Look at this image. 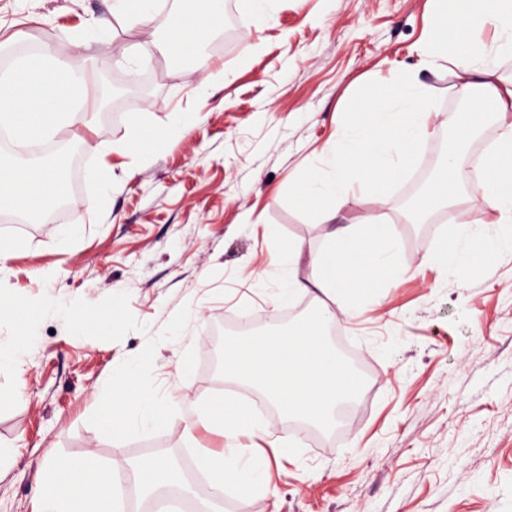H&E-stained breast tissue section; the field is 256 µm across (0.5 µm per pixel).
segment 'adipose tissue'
Masks as SVG:
<instances>
[{
    "label": "adipose tissue",
    "mask_w": 512,
    "mask_h": 512,
    "mask_svg": "<svg viewBox=\"0 0 512 512\" xmlns=\"http://www.w3.org/2000/svg\"><path fill=\"white\" fill-rule=\"evenodd\" d=\"M439 34L429 37L422 48L427 61L447 57L457 79L458 95L469 101L462 113L459 135L469 138L482 128L488 109L499 114L512 111V81L497 75L500 57L512 56V0H437ZM219 19L214 15L175 12L169 22L167 49L175 55H196L206 33ZM494 27L496 38L485 42L479 36L484 27ZM85 83L83 72L68 61L51 57L40 47L18 60L7 76L0 78V127L10 128L17 137H53L67 115L75 110L74 99ZM500 132L488 148L481 165L472 170L458 167L447 156L444 174L420 205L431 214L452 201L460 185L479 190L492 212V219L470 216L449 225L444 234L440 260L448 275L464 279L461 251L469 244L480 245L486 258H494L512 247V122L499 126ZM53 172L40 166L21 170L0 164V200L26 210L32 198L54 201ZM301 250L289 247L282 254L278 277L280 296H297L316 289L332 301L369 305L379 298L377 278L398 277L400 254L394 234L385 221L349 225L331 232L325 247L311 261L308 278L299 275ZM151 350L141 352L137 362L126 365L122 382L99 404V413L108 421L114 437L162 423L167 406L154 393L145 377ZM196 422L220 428L226 440L221 454L201 455L198 464L211 478L214 497L224 495L227 483L242 492H251L257 469L268 462V449L283 447L282 437L269 433L257 421L246 420L243 409L225 412L223 402L210 403L196 411ZM263 440L262 448L246 453L235 444L241 428ZM42 491L37 512H113L111 492L115 471L82 459H56L41 469Z\"/></svg>",
    "instance_id": "obj_1"
}]
</instances>
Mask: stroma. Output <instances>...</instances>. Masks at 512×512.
<instances>
[{
    "label": "stroma",
    "instance_id": "1",
    "mask_svg": "<svg viewBox=\"0 0 512 512\" xmlns=\"http://www.w3.org/2000/svg\"><path fill=\"white\" fill-rule=\"evenodd\" d=\"M174 7L161 0L143 31L113 19L112 0H0V75L35 41L85 71L89 97L120 91L52 140L65 160V206L21 221L0 207V239L12 244L0 298L38 309L0 324V345L27 338L0 365V385L20 380L31 395L0 404V512H35L45 458L121 472L160 449L194 472L199 453H221L219 429L191 416L218 380L208 321L254 317L272 328L304 316L315 293L267 292L279 252L301 245L299 272L309 274L336 226L378 218L396 237L402 272L379 303L331 323L357 354L364 397L328 432L307 421L294 429L271 408L270 432L291 445L259 469L265 495L224 496L223 512H512V249L460 283L433 261L460 211L487 216L480 193L466 190L423 223L404 206L421 186L414 179L388 195L356 189L331 220L285 202L354 92L401 70L439 96L429 143L443 152L458 123L455 77L447 61L430 66L418 52L436 25L435 0H280L262 25L249 0H189L222 19L203 64L160 49ZM135 127L165 134L144 160L113 149ZM103 168L115 182L108 191ZM62 239L68 251L57 249ZM146 347L169 416L113 437L99 402Z\"/></svg>",
    "mask_w": 512,
    "mask_h": 512
}]
</instances>
